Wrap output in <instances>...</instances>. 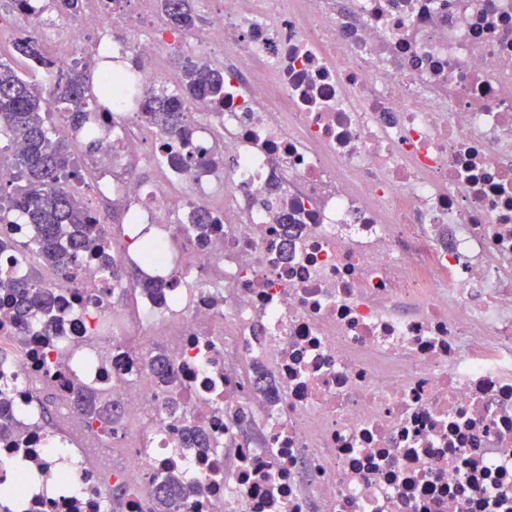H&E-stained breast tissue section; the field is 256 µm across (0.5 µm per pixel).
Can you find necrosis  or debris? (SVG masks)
<instances>
[{
	"mask_svg": "<svg viewBox=\"0 0 512 512\" xmlns=\"http://www.w3.org/2000/svg\"><path fill=\"white\" fill-rule=\"evenodd\" d=\"M220 3L201 48L159 0H111L54 55L59 76L111 45L144 93L176 85L160 61L178 44L222 60L224 109L195 121L197 162L165 169L176 210L128 160L164 161L178 137L151 133L133 101L88 113L97 196L160 248L154 263L113 256L173 286L152 301L89 256L52 341L0 325V461L29 449L15 512H94L119 484L122 512H147L168 470L189 512H512V0ZM211 150L223 177L200 162ZM200 211L202 243L185 232ZM116 293L134 306L106 344ZM158 334L174 415L144 354ZM49 350L67 369L46 372ZM82 386L138 423L133 443L93 435ZM191 425L207 447L184 443Z\"/></svg>",
	"mask_w": 512,
	"mask_h": 512,
	"instance_id": "1",
	"label": "necrosis or debris"
}]
</instances>
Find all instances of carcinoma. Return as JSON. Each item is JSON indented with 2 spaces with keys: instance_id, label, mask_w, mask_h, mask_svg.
Segmentation results:
<instances>
[{
  "instance_id": "obj_1",
  "label": "carcinoma",
  "mask_w": 512,
  "mask_h": 512,
  "mask_svg": "<svg viewBox=\"0 0 512 512\" xmlns=\"http://www.w3.org/2000/svg\"><path fill=\"white\" fill-rule=\"evenodd\" d=\"M52 2L60 15L74 16L81 12L85 0ZM161 6L174 28L189 31L196 26L195 0H162ZM17 60L33 67L53 66L52 56L36 40H18L13 43L10 59L0 57V130L9 136L0 146V164L16 171L11 189L0 188V253L7 251L15 257L33 254L52 271L65 272L76 268L84 252L94 248L103 255L105 274L114 278L126 275L110 255L111 240L105 225L98 223L78 194L77 185L83 183V178L77 158L68 144L48 136L45 118L54 110L64 112L72 129L81 128L87 107L96 101L112 104V91L133 83L131 74L124 72L113 80L98 81L88 73L87 64L78 62L47 92L18 71ZM178 69L177 90H153L139 103V112L148 125L179 136L182 149L167 153L175 168L196 161L191 149V123L186 118L190 105L203 103L211 109L224 105V70L183 59ZM11 215L26 221L24 237L18 238L8 229ZM40 280L32 270L16 277L0 266V284L9 289L14 306L13 320L22 326L36 312L48 331L65 308V289L60 284L44 288ZM146 358L156 374L158 388L168 391L173 376L166 354H148ZM81 396L88 426L106 436L115 435L121 419L103 393L86 391ZM21 491L18 480L0 484V512H11L5 503ZM177 497L182 499V506H187L189 491L174 477H153L148 512H167Z\"/></svg>"
}]
</instances>
